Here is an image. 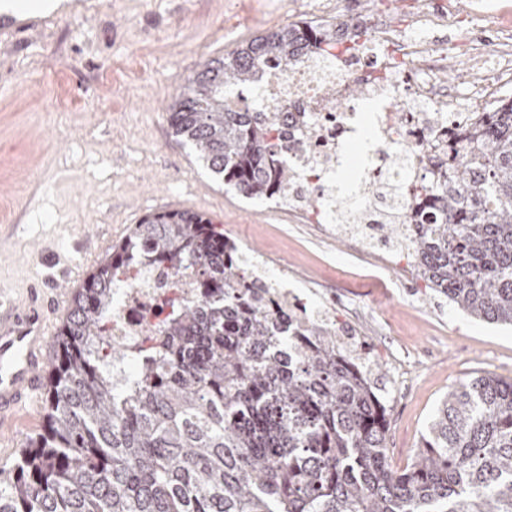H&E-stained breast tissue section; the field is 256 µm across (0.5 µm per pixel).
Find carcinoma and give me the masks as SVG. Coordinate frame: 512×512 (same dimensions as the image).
Listing matches in <instances>:
<instances>
[{
  "label": "carcinoma",
  "instance_id": "obj_1",
  "mask_svg": "<svg viewBox=\"0 0 512 512\" xmlns=\"http://www.w3.org/2000/svg\"><path fill=\"white\" fill-rule=\"evenodd\" d=\"M336 34L300 21L206 63L170 107L174 135L225 185L280 197L291 173L271 142L277 113L235 110L224 90ZM414 192L438 211L413 241L426 286L512 325V107L474 117L452 163ZM144 259L189 278L195 298L119 378L129 356L109 341L112 300ZM55 345L46 424L0 466V512H512L511 382L452 386L413 463L393 469L372 370L316 324L289 333L236 243L200 214L131 227L77 290Z\"/></svg>",
  "mask_w": 512,
  "mask_h": 512
}]
</instances>
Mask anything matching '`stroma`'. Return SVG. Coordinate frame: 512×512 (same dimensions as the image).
<instances>
[{
  "instance_id": "1",
  "label": "stroma",
  "mask_w": 512,
  "mask_h": 512,
  "mask_svg": "<svg viewBox=\"0 0 512 512\" xmlns=\"http://www.w3.org/2000/svg\"><path fill=\"white\" fill-rule=\"evenodd\" d=\"M400 26L429 0H349ZM318 0H87L0 35V293L16 303L76 290L130 226L181 208L223 225L239 249L288 271V285L336 312L363 347L387 408L388 461H412L449 387L484 374L512 382V326L450 308L413 267L300 224L276 200L225 188L172 133L168 112L202 65L279 26L323 21ZM101 239L96 260L79 246ZM44 401L4 433L5 461L42 431Z\"/></svg>"
}]
</instances>
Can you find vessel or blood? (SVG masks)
Instances as JSON below:
<instances>
[{"label": "vessel or blood", "instance_id": "1", "mask_svg": "<svg viewBox=\"0 0 512 512\" xmlns=\"http://www.w3.org/2000/svg\"><path fill=\"white\" fill-rule=\"evenodd\" d=\"M54 333L38 297L26 305L0 302V425L40 396V380L49 362Z\"/></svg>", "mask_w": 512, "mask_h": 512}]
</instances>
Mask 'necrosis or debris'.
<instances>
[{"label":"necrosis or debris","mask_w":512,"mask_h":512,"mask_svg":"<svg viewBox=\"0 0 512 512\" xmlns=\"http://www.w3.org/2000/svg\"><path fill=\"white\" fill-rule=\"evenodd\" d=\"M449 0L409 16L401 27L369 18L358 30L353 50H331L317 61L302 59L281 71L275 63L247 97L257 111L276 112L278 128L290 141H308L310 152L287 156L294 174L279 207L304 224L318 225L323 235L344 234L336 214V171L345 163L344 146L358 131L361 106L374 109V133L368 146L364 190L356 200L359 212L376 210L382 177L401 189L403 210L420 214L422 222L435 220L433 211H421L414 185L428 182L448 162L451 146L467 121L492 113L504 91L512 89V14H499L491 23L495 49L477 51L472 31L434 39V32L450 24ZM470 62L472 74L463 83L441 76L449 57ZM321 200L320 208H303L304 197ZM252 273L267 282V292L292 326L322 324L336 335L338 345L356 348L349 330L336 318V305L308 304L296 289L273 278L270 260L253 256ZM170 274L145 270L133 285L119 289L112 303V340L129 353L139 351L144 325L159 326L162 305L169 293Z\"/></svg>","instance_id":"4bbe7bcc"}]
</instances>
